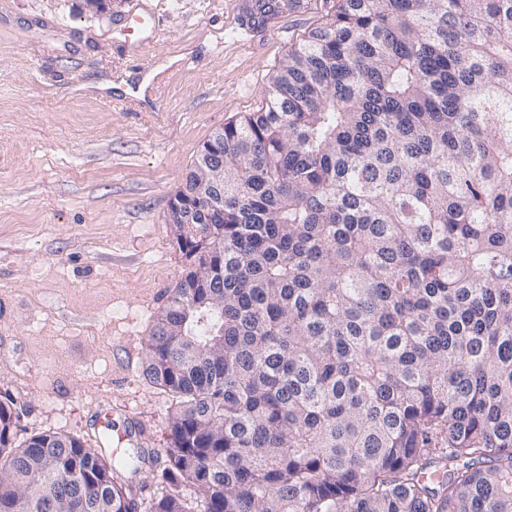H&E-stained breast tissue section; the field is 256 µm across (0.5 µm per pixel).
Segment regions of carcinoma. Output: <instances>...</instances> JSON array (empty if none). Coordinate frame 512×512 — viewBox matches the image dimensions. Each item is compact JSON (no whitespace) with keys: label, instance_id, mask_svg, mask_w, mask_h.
I'll use <instances>...</instances> for the list:
<instances>
[{"label":"carcinoma","instance_id":"cac0c4a2","mask_svg":"<svg viewBox=\"0 0 512 512\" xmlns=\"http://www.w3.org/2000/svg\"><path fill=\"white\" fill-rule=\"evenodd\" d=\"M143 373L165 448L0 400V512H512V0H336L224 123ZM194 491L193 499L183 488ZM162 464H152L136 476V483L141 487L139 494L144 500V506L160 492L159 474Z\"/></svg>","mask_w":512,"mask_h":512}]
</instances>
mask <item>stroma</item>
Here are the masks:
<instances>
[{
  "mask_svg": "<svg viewBox=\"0 0 512 512\" xmlns=\"http://www.w3.org/2000/svg\"><path fill=\"white\" fill-rule=\"evenodd\" d=\"M142 5L156 19L127 32ZM333 0H0V392L15 443L94 442L100 408L169 442V392L142 374L152 316L182 272L166 216L200 146L257 111ZM157 95L131 103L141 82Z\"/></svg>",
  "mask_w": 512,
  "mask_h": 512,
  "instance_id": "1",
  "label": "stroma"
}]
</instances>
